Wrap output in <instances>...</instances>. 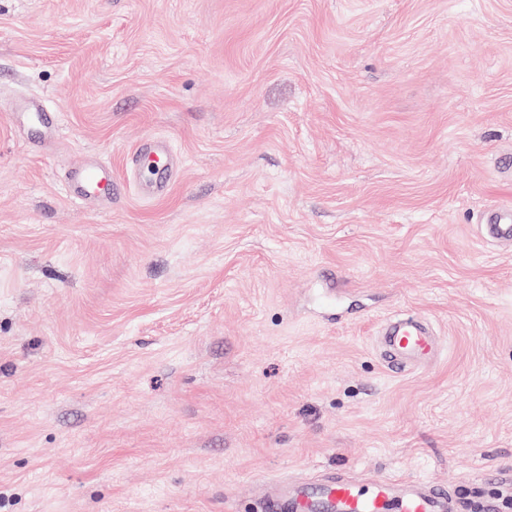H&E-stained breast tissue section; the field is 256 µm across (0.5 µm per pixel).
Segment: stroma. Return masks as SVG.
Returning a JSON list of instances; mask_svg holds the SVG:
<instances>
[{
  "instance_id": "35a3bbf8",
  "label": "stroma",
  "mask_w": 512,
  "mask_h": 512,
  "mask_svg": "<svg viewBox=\"0 0 512 512\" xmlns=\"http://www.w3.org/2000/svg\"><path fill=\"white\" fill-rule=\"evenodd\" d=\"M91 155L107 211L63 190ZM504 204L512 0H0V512H259L334 471L512 512ZM402 313L441 349L398 375ZM6 113L13 123L31 121L33 119L41 120L44 123V127L47 129L49 137H54L59 132L58 122L55 123L53 119L49 120L44 109L34 99L16 98L15 103L9 106V112ZM174 162V157L167 142L163 139L150 136L142 140L135 155H133L128 162V166H141L150 171L148 166L150 163H153L155 164V169L150 171L151 173L161 169L166 174L167 166L170 168L173 167ZM481 232L488 240L512 244V209H493L487 213Z\"/></svg>"
}]
</instances>
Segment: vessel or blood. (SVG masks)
<instances>
[{
	"label": "vessel or blood",
	"mask_w": 512,
	"mask_h": 512,
	"mask_svg": "<svg viewBox=\"0 0 512 512\" xmlns=\"http://www.w3.org/2000/svg\"><path fill=\"white\" fill-rule=\"evenodd\" d=\"M11 121L42 120L49 136H56L59 125L48 119L41 105L30 98L16 99L9 107ZM130 166H173L174 157L167 142L144 138L129 161ZM70 197L96 210L112 206V171L96 158H89L70 169L65 176ZM491 241L512 244V209L490 211L481 226ZM385 360L390 372L401 374L429 365L437 347V336L428 323L405 314L383 329ZM261 512H500L491 496H459L446 485L418 478L375 475L362 480L350 475L328 474L314 480L277 482L265 487Z\"/></svg>",
	"instance_id": "b4317fda"
}]
</instances>
